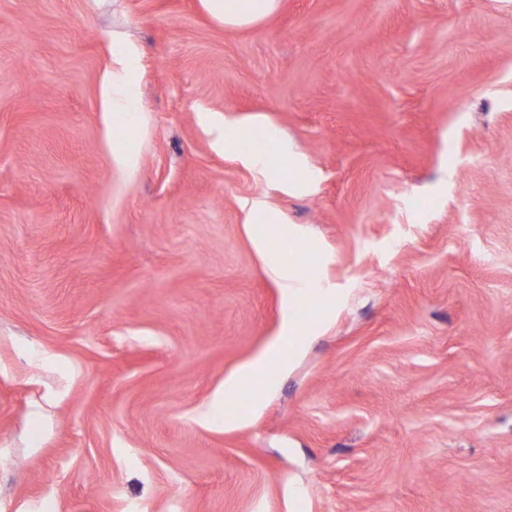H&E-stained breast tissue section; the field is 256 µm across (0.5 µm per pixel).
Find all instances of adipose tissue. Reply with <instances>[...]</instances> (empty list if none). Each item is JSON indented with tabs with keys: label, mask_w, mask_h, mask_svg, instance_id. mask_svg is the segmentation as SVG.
I'll use <instances>...</instances> for the list:
<instances>
[{
	"label": "adipose tissue",
	"mask_w": 512,
	"mask_h": 512,
	"mask_svg": "<svg viewBox=\"0 0 512 512\" xmlns=\"http://www.w3.org/2000/svg\"><path fill=\"white\" fill-rule=\"evenodd\" d=\"M202 3L206 11L224 25L245 27L272 15L279 0H202ZM113 63L112 109L122 117L124 125L130 127L140 110L136 93V53L131 46L117 45ZM242 160L265 176L283 180L289 186L300 187L306 182L302 159L281 135H273L271 150L248 153ZM300 239V234H293L283 246L271 234L261 243L270 276L281 284L289 301L303 302L304 312L301 317L289 318L284 333L237 376L225 382L223 392L215 398L213 415H230L240 426L250 422L254 412L275 389L280 374L291 368L336 305L335 289L319 287L314 278L306 276V269L314 266L316 260L301 247ZM244 395L250 400L246 410L228 414L230 404Z\"/></svg>",
	"instance_id": "adipose-tissue-1"
}]
</instances>
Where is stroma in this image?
Returning a JSON list of instances; mask_svg holds the SVG:
<instances>
[{
    "label": "stroma",
    "mask_w": 512,
    "mask_h": 512,
    "mask_svg": "<svg viewBox=\"0 0 512 512\" xmlns=\"http://www.w3.org/2000/svg\"><path fill=\"white\" fill-rule=\"evenodd\" d=\"M261 120L310 192L216 147ZM259 196L340 299L205 423L289 315ZM0 512H512V0H0ZM206 11L224 26L245 27L272 15L279 0H201ZM113 63V114L122 116L123 124L133 130L135 114L140 112L136 93L138 82L136 53L131 46L117 44L115 51L113 50Z\"/></svg>",
    "instance_id": "1"
}]
</instances>
